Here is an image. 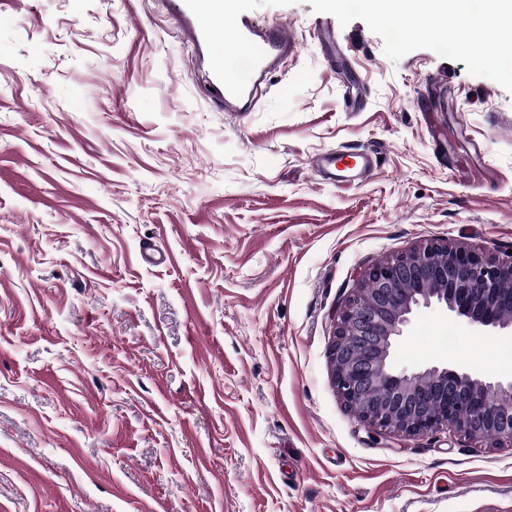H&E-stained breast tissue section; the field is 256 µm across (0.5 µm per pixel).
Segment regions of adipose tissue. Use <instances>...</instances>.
Returning a JSON list of instances; mask_svg holds the SVG:
<instances>
[{"label": "adipose tissue", "mask_w": 512, "mask_h": 512, "mask_svg": "<svg viewBox=\"0 0 512 512\" xmlns=\"http://www.w3.org/2000/svg\"><path fill=\"white\" fill-rule=\"evenodd\" d=\"M374 14L412 23L424 18L437 32L455 30L460 44L478 45L491 33L512 32V0H482L474 8L472 0H365Z\"/></svg>", "instance_id": "adipose-tissue-1"}]
</instances>
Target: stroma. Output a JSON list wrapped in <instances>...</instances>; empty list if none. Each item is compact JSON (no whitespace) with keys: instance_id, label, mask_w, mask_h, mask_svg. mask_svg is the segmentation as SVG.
I'll use <instances>...</instances> for the list:
<instances>
[{"instance_id":"35a3bbf8","label":"stroma","mask_w":512,"mask_h":512,"mask_svg":"<svg viewBox=\"0 0 512 512\" xmlns=\"http://www.w3.org/2000/svg\"><path fill=\"white\" fill-rule=\"evenodd\" d=\"M194 2L0 0V512H512V447L368 430L329 355L364 268L512 254V77L476 58L512 39L239 0L300 42L241 116ZM353 148L369 177L315 172ZM391 363L507 383L512 331L422 306Z\"/></svg>"}]
</instances>
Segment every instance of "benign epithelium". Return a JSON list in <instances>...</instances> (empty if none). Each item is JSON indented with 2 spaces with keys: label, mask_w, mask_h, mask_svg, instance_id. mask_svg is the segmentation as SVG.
Returning <instances> with one entry per match:
<instances>
[{
  "label": "benign epithelium",
  "mask_w": 512,
  "mask_h": 512,
  "mask_svg": "<svg viewBox=\"0 0 512 512\" xmlns=\"http://www.w3.org/2000/svg\"><path fill=\"white\" fill-rule=\"evenodd\" d=\"M434 302L472 325L512 329V320L499 314L512 305V258L426 240L359 273L330 347L336 394L371 430L411 438L446 427L476 442L512 446V381L448 367L391 366L393 341L413 309Z\"/></svg>",
  "instance_id": "1"
}]
</instances>
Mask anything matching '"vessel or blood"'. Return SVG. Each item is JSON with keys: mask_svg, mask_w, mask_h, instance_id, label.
Listing matches in <instances>:
<instances>
[{"mask_svg": "<svg viewBox=\"0 0 512 512\" xmlns=\"http://www.w3.org/2000/svg\"><path fill=\"white\" fill-rule=\"evenodd\" d=\"M296 47L283 22L260 24L240 16L234 49L236 69L225 70L220 49H213L211 55L213 85L224 99L225 111H249L260 84L294 54Z\"/></svg>", "mask_w": 512, "mask_h": 512, "instance_id": "vessel-or-blood-1", "label": "vessel or blood"}]
</instances>
